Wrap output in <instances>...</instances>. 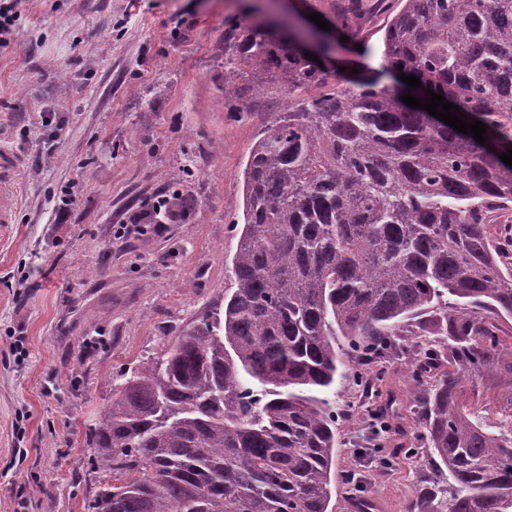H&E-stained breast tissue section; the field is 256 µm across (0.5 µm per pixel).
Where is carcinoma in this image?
Listing matches in <instances>:
<instances>
[{
	"label": "carcinoma",
	"mask_w": 512,
	"mask_h": 512,
	"mask_svg": "<svg viewBox=\"0 0 512 512\" xmlns=\"http://www.w3.org/2000/svg\"><path fill=\"white\" fill-rule=\"evenodd\" d=\"M362 0L324 17L350 35ZM384 70L338 76L283 42L268 21L224 28V99L269 75L291 96L244 169L233 286L224 312L123 374L90 429L100 487L86 512H369L352 474L335 492L336 380L345 359L399 350L417 383L413 413L434 464L407 512H512V0H400ZM422 87L486 124L501 151L406 105ZM431 310L436 348L403 343ZM448 369H443V363ZM505 381L477 415L465 390Z\"/></svg>",
	"instance_id": "cac0c4a2"
}]
</instances>
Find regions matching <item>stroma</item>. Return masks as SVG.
Masks as SVG:
<instances>
[{"mask_svg":"<svg viewBox=\"0 0 512 512\" xmlns=\"http://www.w3.org/2000/svg\"><path fill=\"white\" fill-rule=\"evenodd\" d=\"M397 0H370L336 66L380 69ZM307 0H21L0 45V140L24 155L0 226V512H85L89 429L112 379L224 304L243 169L279 89L224 99V23L309 13ZM165 214L155 215L158 199ZM363 368L336 382V470L363 471L374 512H406L428 465L403 355L379 366L399 414L389 468L362 455Z\"/></svg>","mask_w":512,"mask_h":512,"instance_id":"35a3bbf8","label":"stroma"}]
</instances>
